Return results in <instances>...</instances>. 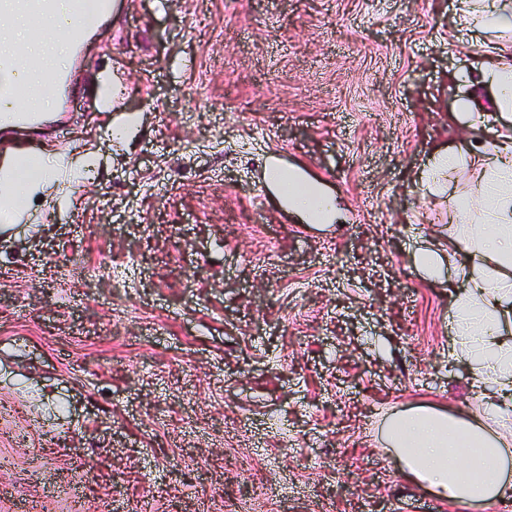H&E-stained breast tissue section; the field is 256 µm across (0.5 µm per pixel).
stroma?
I'll use <instances>...</instances> for the list:
<instances>
[{
  "instance_id": "obj_1",
  "label": "stroma",
  "mask_w": 512,
  "mask_h": 512,
  "mask_svg": "<svg viewBox=\"0 0 512 512\" xmlns=\"http://www.w3.org/2000/svg\"><path fill=\"white\" fill-rule=\"evenodd\" d=\"M460 7L127 0L68 132L23 146L94 168L0 229V512H456L382 421L477 404L455 273L412 260L471 186L422 188L467 138ZM265 151L332 219L273 202Z\"/></svg>"
}]
</instances>
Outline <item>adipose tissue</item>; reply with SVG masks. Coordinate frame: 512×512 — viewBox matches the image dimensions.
Masks as SVG:
<instances>
[{
  "label": "adipose tissue",
  "mask_w": 512,
  "mask_h": 512,
  "mask_svg": "<svg viewBox=\"0 0 512 512\" xmlns=\"http://www.w3.org/2000/svg\"><path fill=\"white\" fill-rule=\"evenodd\" d=\"M462 20L468 35L482 41L491 32H512V0H465ZM11 29L51 72L65 66L67 43L80 21L50 19L36 31L17 14ZM486 53L484 67L459 69L453 79L489 87L494 109L480 111L468 96L459 101L450 120L467 122L473 137L465 150L435 152L423 186L431 195L446 190L450 176L468 162L479 176L449 217L456 229L447 252L413 255L430 271L445 262L454 266L461 286L449 295L453 338L448 355L466 361L484 388L473 417L412 409L386 425L403 472L466 512L512 504V47L489 44ZM69 166L59 156L54 166L39 167L29 178L13 171L1 175L0 195L17 204L0 210V222L18 220L33 197L56 183L57 171Z\"/></svg>",
  "instance_id": "1"
}]
</instances>
